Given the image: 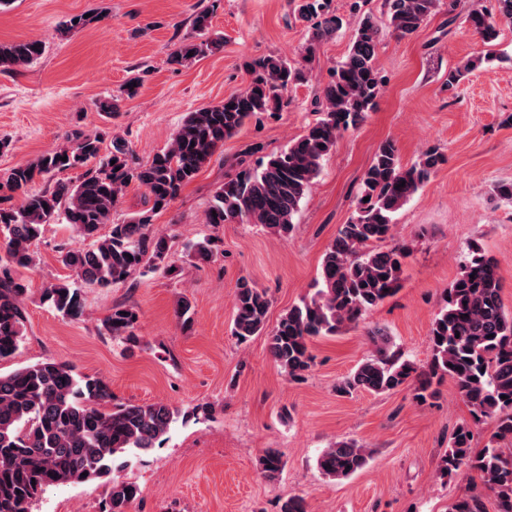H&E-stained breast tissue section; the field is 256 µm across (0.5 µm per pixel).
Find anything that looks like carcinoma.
Here are the masks:
<instances>
[{
    "label": "carcinoma",
    "mask_w": 512,
    "mask_h": 512,
    "mask_svg": "<svg viewBox=\"0 0 512 512\" xmlns=\"http://www.w3.org/2000/svg\"><path fill=\"white\" fill-rule=\"evenodd\" d=\"M218 2L212 0L196 11L193 34L171 52L170 65L188 66L223 46V37L210 35ZM459 6L460 0H384V15L394 34L407 37L441 10L448 14V23H454ZM294 18L305 23L312 44L334 37L343 27L330 0H299ZM465 21L491 42L499 23L512 24V0H494L489 9L474 6ZM381 37L382 22L372 13L362 15L345 58L323 89L320 117L267 162L227 178L206 210L205 223L238 220L280 235L291 231L323 160L342 132L365 121L381 90ZM41 52L39 41L0 44V71L28 66ZM479 64L481 60L469 59L449 71L448 88ZM248 72L241 91L188 113L170 145L148 160L122 137H113L105 148L100 137L75 131L67 136L68 145L0 175V198L21 197L17 207H0L5 250L0 257V360L18 350L26 320L22 300L28 286L14 275L13 267L31 263V246L42 227L55 218L63 217L91 240L87 249L60 250L62 264L86 283L109 288L145 263L165 262L168 242L154 231V216L170 206L247 118L281 111L288 106V87L306 79L305 68L275 57L253 60ZM137 93L133 83L126 84L121 96L104 105L105 111L119 112L122 99ZM444 162L441 152L430 149L407 166L393 140L379 145L361 178L353 217L340 225L323 255L315 292L288 309L269 333L270 355L288 377L300 378L312 368L313 338L338 333L397 293L408 248L384 249L379 243L392 235L399 211ZM77 168L84 172L74 181H59L51 191L34 189L39 180ZM133 182L147 188L151 206L119 219L120 198ZM105 225L110 226L109 233L99 234ZM447 296L430 331L432 358L427 369L418 370L391 349L389 336L376 328L370 332L372 351L340 382L338 391L380 394L411 385L414 399L425 402L436 394L433 384L451 380L474 422L493 419L495 430L478 448L471 426H458L440 472L477 473L484 492L494 498L496 512H512V453L502 448L512 441V312L502 300L497 261L479 243L469 245ZM45 298L64 315L78 311L77 292L67 286L46 289ZM271 304L266 290L241 281L232 335L245 341L262 333ZM137 320L134 309L115 307L103 326L112 337L132 341ZM173 422L174 411L163 402L112 405V392L103 381L83 376L67 363L47 360L0 373V512H31L48 486L113 473L125 465L123 458L155 447ZM368 458L367 448L356 441L339 440L322 450L317 465L326 477L342 479L364 468ZM282 468L281 456L266 451L261 459L264 477L273 480ZM140 494L137 485L114 479L102 512H127ZM448 512H486L483 492L458 500Z\"/></svg>",
    "instance_id": "carcinoma-1"
}]
</instances>
